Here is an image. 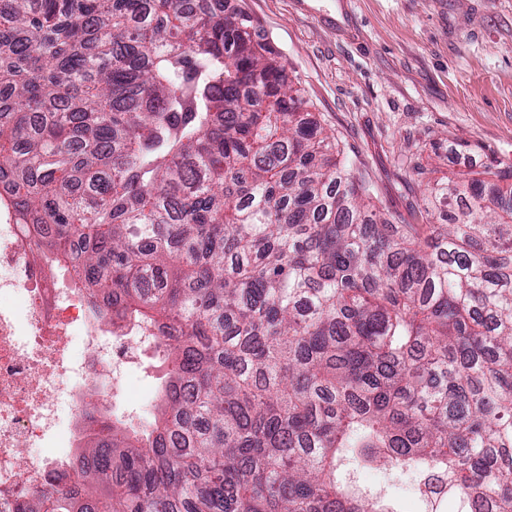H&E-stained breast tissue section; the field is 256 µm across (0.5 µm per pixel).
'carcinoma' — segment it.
<instances>
[{
  "instance_id": "obj_1",
  "label": "carcinoma",
  "mask_w": 512,
  "mask_h": 512,
  "mask_svg": "<svg viewBox=\"0 0 512 512\" xmlns=\"http://www.w3.org/2000/svg\"><path fill=\"white\" fill-rule=\"evenodd\" d=\"M187 3L0 0V193L158 381L19 512H399L362 464L512 512V183L394 223L251 16Z\"/></svg>"
}]
</instances>
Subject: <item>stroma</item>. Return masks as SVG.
I'll return each instance as SVG.
<instances>
[{"instance_id":"35a3bbf8","label":"stroma","mask_w":512,"mask_h":512,"mask_svg":"<svg viewBox=\"0 0 512 512\" xmlns=\"http://www.w3.org/2000/svg\"><path fill=\"white\" fill-rule=\"evenodd\" d=\"M397 219L512 170V0H231Z\"/></svg>"}]
</instances>
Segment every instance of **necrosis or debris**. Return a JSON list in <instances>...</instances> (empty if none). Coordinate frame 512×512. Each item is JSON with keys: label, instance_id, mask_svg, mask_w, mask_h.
I'll return each instance as SVG.
<instances>
[{"label": "necrosis or debris", "instance_id": "necrosis-or-debris-1", "mask_svg": "<svg viewBox=\"0 0 512 512\" xmlns=\"http://www.w3.org/2000/svg\"><path fill=\"white\" fill-rule=\"evenodd\" d=\"M88 302L1 206L0 512L44 488L77 445L71 416L119 402L141 362L144 339L105 331Z\"/></svg>", "mask_w": 512, "mask_h": 512}]
</instances>
